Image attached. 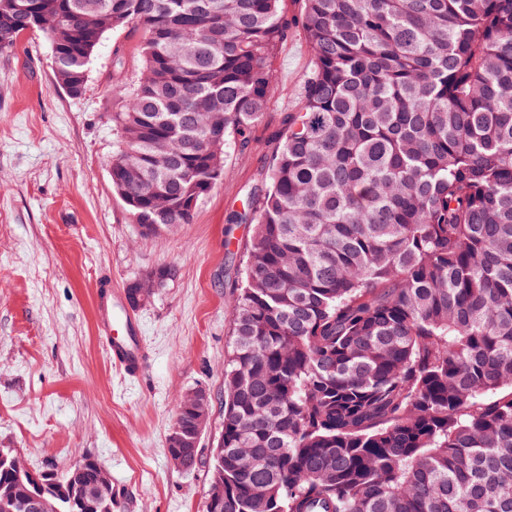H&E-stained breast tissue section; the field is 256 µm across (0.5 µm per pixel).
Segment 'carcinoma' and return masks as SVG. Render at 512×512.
Here are the masks:
<instances>
[{
	"instance_id": "carcinoma-1",
	"label": "carcinoma",
	"mask_w": 512,
	"mask_h": 512,
	"mask_svg": "<svg viewBox=\"0 0 512 512\" xmlns=\"http://www.w3.org/2000/svg\"><path fill=\"white\" fill-rule=\"evenodd\" d=\"M56 82L112 31V190L145 234L193 223L247 152L304 33L296 106L229 224L252 225L227 299L213 512H512V0H34ZM178 399L168 451L200 454ZM12 448H0V512Z\"/></svg>"
}]
</instances>
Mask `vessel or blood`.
<instances>
[{
	"instance_id": "vessel-or-blood-1",
	"label": "vessel or blood",
	"mask_w": 512,
	"mask_h": 512,
	"mask_svg": "<svg viewBox=\"0 0 512 512\" xmlns=\"http://www.w3.org/2000/svg\"><path fill=\"white\" fill-rule=\"evenodd\" d=\"M98 328L106 336L113 363L128 376H141L149 353L143 342L140 320L125 293L104 282L99 286Z\"/></svg>"
}]
</instances>
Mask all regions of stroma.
I'll list each match as a JSON object with an SVG mask.
<instances>
[{
    "label": "stroma",
    "mask_w": 512,
    "mask_h": 512,
    "mask_svg": "<svg viewBox=\"0 0 512 512\" xmlns=\"http://www.w3.org/2000/svg\"><path fill=\"white\" fill-rule=\"evenodd\" d=\"M138 43L105 34L77 97L57 85L42 33L0 51V448L37 470L98 458L126 512H204L224 424L227 299L240 282L225 241L246 244L251 231L227 216L267 164L269 136L295 106L311 56L299 33L278 48L279 91L252 150L228 153L192 223L147 236L106 167L120 108L112 77L119 67L138 74ZM162 267L169 280L137 310L150 360L132 378L97 331V286L123 289ZM195 390L209 395L211 420L202 461L186 472L171 464L167 439L175 398Z\"/></svg>",
    "instance_id": "1"
}]
</instances>
